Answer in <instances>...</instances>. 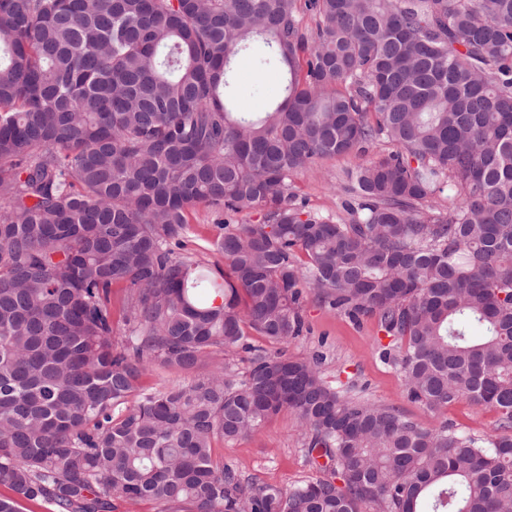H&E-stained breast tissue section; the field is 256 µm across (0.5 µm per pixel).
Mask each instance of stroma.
<instances>
[{
  "instance_id": "35a3bbf8",
  "label": "stroma",
  "mask_w": 512,
  "mask_h": 512,
  "mask_svg": "<svg viewBox=\"0 0 512 512\" xmlns=\"http://www.w3.org/2000/svg\"><path fill=\"white\" fill-rule=\"evenodd\" d=\"M236 94L253 110H261L269 101L279 98L275 73L257 66L252 59L242 58L236 64L233 78ZM391 143L382 141L363 154H343L316 160L294 173L288 191L298 204L316 216L344 217L347 198L343 178L347 171L391 152ZM248 223V216H227L223 209L199 205L188 217L189 233L184 240L185 252L215 262L219 256L209 243L215 227L224 221ZM309 330L288 347L289 355L304 358L323 354L324 377L333 386L351 395L379 405L394 407L421 425H449L479 434H493L498 429L499 413L491 407L463 400L448 408L433 411L410 401L401 375L379 356V348L389 339L381 331L374 316L353 320L343 313L321 306L314 297L303 304ZM216 458L233 465L260 480L282 487L300 485L320 477L321 472L307 462L303 452V436L295 416L287 411L273 416L257 433L233 442H219Z\"/></svg>"
}]
</instances>
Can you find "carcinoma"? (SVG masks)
<instances>
[{"instance_id":"carcinoma-1","label":"carcinoma","mask_w":512,"mask_h":512,"mask_svg":"<svg viewBox=\"0 0 512 512\" xmlns=\"http://www.w3.org/2000/svg\"><path fill=\"white\" fill-rule=\"evenodd\" d=\"M253 54L282 82L261 112L230 91ZM381 139L348 218L288 193ZM198 204L259 216L215 225L224 268L177 252ZM309 291L378 318L409 400L493 407L501 433L289 356ZM282 410L324 476L214 457ZM0 486V512H512V0H0Z\"/></svg>"}]
</instances>
